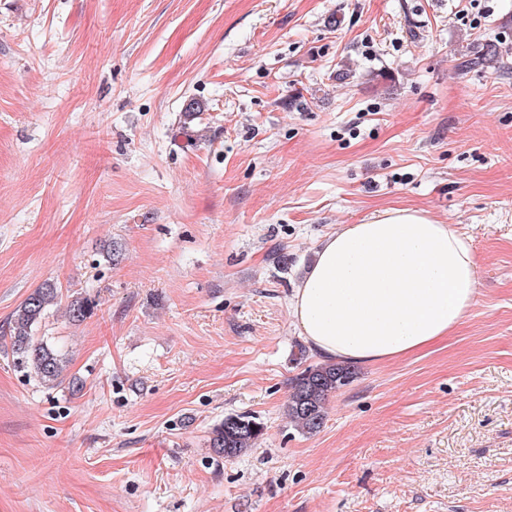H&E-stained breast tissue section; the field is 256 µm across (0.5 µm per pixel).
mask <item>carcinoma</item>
Segmentation results:
<instances>
[{
    "label": "carcinoma",
    "mask_w": 512,
    "mask_h": 512,
    "mask_svg": "<svg viewBox=\"0 0 512 512\" xmlns=\"http://www.w3.org/2000/svg\"><path fill=\"white\" fill-rule=\"evenodd\" d=\"M502 47L486 43L472 45L461 54L457 67L482 71L500 68ZM58 288L52 283L30 293L15 309L9 329V345L18 367L36 377L40 383L54 387L62 384L65 358L50 344L39 340L35 332L47 311L57 303ZM96 303L86 296H75L67 304L66 314L73 322L90 317ZM357 376V368L345 363H320L304 367L290 379L292 392L286 404L289 422L305 434L320 431L327 417L326 402ZM264 424L249 414H232L216 425L209 439L214 453L226 459L240 456L258 441Z\"/></svg>",
    "instance_id": "1"
}]
</instances>
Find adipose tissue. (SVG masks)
I'll return each mask as SVG.
<instances>
[{"label":"adipose tissue","mask_w":512,"mask_h":512,"mask_svg":"<svg viewBox=\"0 0 512 512\" xmlns=\"http://www.w3.org/2000/svg\"><path fill=\"white\" fill-rule=\"evenodd\" d=\"M478 295L470 238L425 211L395 207L327 235L290 310L323 361L371 364L448 338Z\"/></svg>","instance_id":"adipose-tissue-1"}]
</instances>
